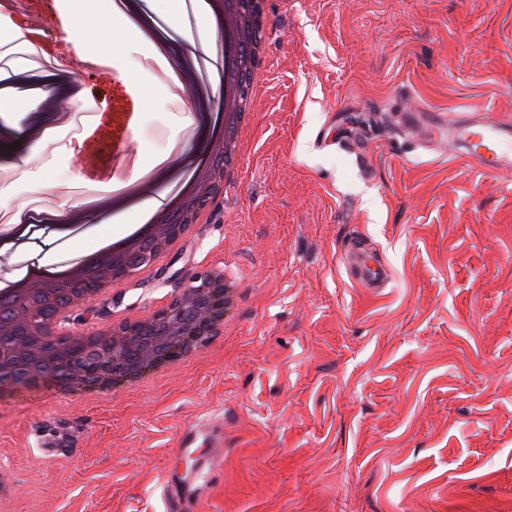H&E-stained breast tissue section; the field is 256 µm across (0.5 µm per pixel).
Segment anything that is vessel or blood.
Instances as JSON below:
<instances>
[{
  "label": "vessel or blood",
  "instance_id": "obj_1",
  "mask_svg": "<svg viewBox=\"0 0 512 512\" xmlns=\"http://www.w3.org/2000/svg\"><path fill=\"white\" fill-rule=\"evenodd\" d=\"M431 135L438 141L460 148L467 161L484 177L495 178L512 173V122L490 118L483 112H459L446 118L435 115L428 118ZM346 265L356 283L363 288L384 287L388 281L387 269L370 253L360 248L350 249L345 255ZM220 444L222 434L185 430L176 449L177 455L192 456L199 441ZM215 466L204 462L187 473L166 472L164 486L169 498V512H188L213 482Z\"/></svg>",
  "mask_w": 512,
  "mask_h": 512
}]
</instances>
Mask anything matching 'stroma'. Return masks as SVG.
Here are the masks:
<instances>
[{"label": "stroma", "mask_w": 512, "mask_h": 512, "mask_svg": "<svg viewBox=\"0 0 512 512\" xmlns=\"http://www.w3.org/2000/svg\"><path fill=\"white\" fill-rule=\"evenodd\" d=\"M68 0L0 10V47L43 44L61 78L93 64L82 134L29 138L38 71L11 70L0 158L21 199L68 211L102 199L113 115H136L140 162L182 140L169 77L149 48L58 40ZM269 68L241 179L205 224L133 287L92 302L83 328L132 316L232 262L246 288L223 334L121 398L0 387V512H168L163 475L184 429L224 431L217 478L193 512H512V177L491 182L433 141L412 112L512 120V0H267ZM387 267L373 296L341 250Z\"/></svg>", "instance_id": "stroma-1"}]
</instances>
